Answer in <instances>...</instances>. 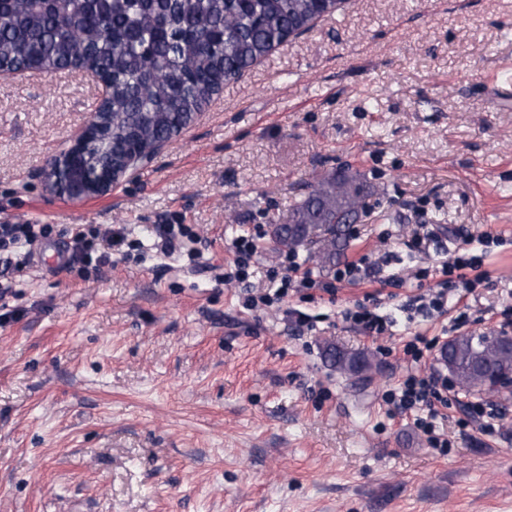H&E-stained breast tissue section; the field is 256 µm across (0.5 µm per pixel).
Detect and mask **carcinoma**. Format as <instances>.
<instances>
[{"label": "carcinoma", "mask_w": 512, "mask_h": 512, "mask_svg": "<svg viewBox=\"0 0 512 512\" xmlns=\"http://www.w3.org/2000/svg\"><path fill=\"white\" fill-rule=\"evenodd\" d=\"M336 11V0H0V71L85 68L102 77L98 111L110 113L108 125L82 156L94 172L176 136L225 85ZM372 194L348 171L331 173L290 206L288 222L271 225L270 244L309 248L320 267H333ZM325 353L336 370L371 380L367 354L333 345ZM442 361L461 389L492 393L512 374V339L460 334Z\"/></svg>", "instance_id": "carcinoma-1"}]
</instances>
